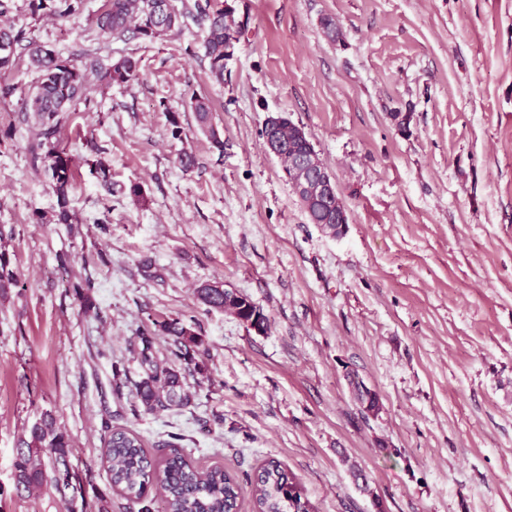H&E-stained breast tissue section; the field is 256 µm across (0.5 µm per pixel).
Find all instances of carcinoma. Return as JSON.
I'll use <instances>...</instances> for the list:
<instances>
[{"label":"carcinoma","instance_id":"obj_1","mask_svg":"<svg viewBox=\"0 0 512 512\" xmlns=\"http://www.w3.org/2000/svg\"><path fill=\"white\" fill-rule=\"evenodd\" d=\"M85 0H27L34 20L53 16L69 18L83 11ZM14 0H0V72L15 69L27 56L35 73L33 85L21 94L22 111L31 114L37 127L35 158L42 161L44 172L57 196L58 211L52 219L71 223L69 188L75 178L71 159L61 147L60 134L68 112L88 100L93 87L127 83L137 76L138 61L123 57L105 65L93 56L80 66L55 49L38 42L31 31L1 22L11 14ZM192 18L204 29V57L213 80L224 82L225 61L232 56L242 27L233 11L218 0H102L95 17L97 27L114 38L158 39L184 19ZM190 107L200 130L207 134L214 148L221 151L224 141L211 124V106L207 98L192 95ZM19 280L9 269L6 254L0 251V294L18 286ZM202 304L216 310H229L236 317L260 331L267 328V317L246 296L224 301V284L204 283L197 288ZM163 334L172 341V365L163 366L154 351V336ZM141 349L138 361L143 376L119 382L116 388H129L134 400L133 412L146 413L184 408L191 396L184 390L185 372L201 373L197 357L204 352V340L195 332L192 321L180 318L154 323L138 335ZM355 398L363 412L376 413L380 400L354 372L347 374ZM103 461L112 488L125 500L122 508L131 512H151L148 488L161 483L163 512H239L244 490H250L254 512H297L301 493L293 477L281 463L270 459L251 474L239 478L216 462L200 467L190 456L169 442L170 453L156 458L136 432L118 425H105ZM70 440L57 426L55 417L44 412L29 425L20 438L13 461V483L17 492L31 491L49 483L64 498L66 512H75L77 498L84 497L75 471L69 464Z\"/></svg>","mask_w":512,"mask_h":512}]
</instances>
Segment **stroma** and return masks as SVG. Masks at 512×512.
Segmentation results:
<instances>
[{"label":"stroma","instance_id":"35a3bbf8","mask_svg":"<svg viewBox=\"0 0 512 512\" xmlns=\"http://www.w3.org/2000/svg\"><path fill=\"white\" fill-rule=\"evenodd\" d=\"M227 2L245 29L218 84L192 20L119 40L94 23L101 0L39 21L16 0L40 42L134 57L138 76L93 90L61 132L73 224L50 222L33 120L0 100V235L19 278L0 299V512H65L51 485L13 486L18 440L45 411L71 442L84 512L122 504L101 463L106 422L155 455L182 435L194 461L240 477L278 460L313 512H512V0ZM195 93L223 150L197 128ZM273 112L335 178L341 236L310 223L269 153ZM97 159L111 189L88 171ZM80 276L92 286L78 295ZM215 281L267 331L203 305L195 289ZM183 316L206 381L186 377L187 408L132 415L115 370L138 377L139 329ZM347 378L356 400L362 407V411L364 413H377L380 409V400L377 393L369 389L358 374L348 373Z\"/></svg>","mask_w":512,"mask_h":512}]
</instances>
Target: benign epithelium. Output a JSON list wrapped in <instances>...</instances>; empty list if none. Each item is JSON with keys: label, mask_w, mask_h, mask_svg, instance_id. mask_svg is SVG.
Segmentation results:
<instances>
[{"label": "benign epithelium", "mask_w": 512, "mask_h": 512, "mask_svg": "<svg viewBox=\"0 0 512 512\" xmlns=\"http://www.w3.org/2000/svg\"><path fill=\"white\" fill-rule=\"evenodd\" d=\"M282 119L283 114L276 113L265 120L268 131V135L265 136L266 146L280 159L283 158V154L280 141L277 139V129ZM298 137L306 145V149L300 154L288 157V179L294 186L298 198L315 201L320 206L336 204V219L345 222L347 209L336 189L335 180L312 150V144L304 129H299Z\"/></svg>", "instance_id": "obj_1"}]
</instances>
